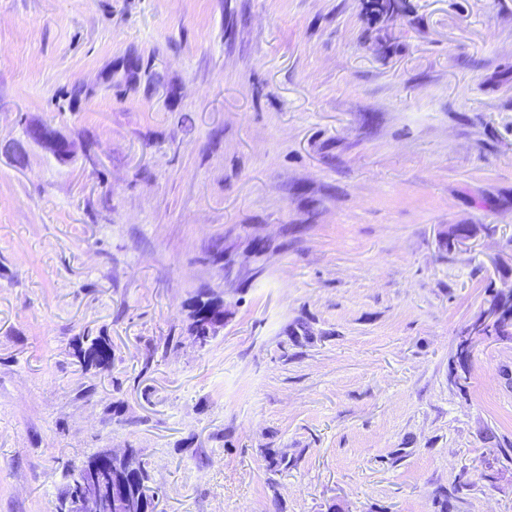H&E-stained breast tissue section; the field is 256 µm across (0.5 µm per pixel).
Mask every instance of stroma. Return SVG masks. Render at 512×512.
<instances>
[{
  "instance_id": "1",
  "label": "stroma",
  "mask_w": 512,
  "mask_h": 512,
  "mask_svg": "<svg viewBox=\"0 0 512 512\" xmlns=\"http://www.w3.org/2000/svg\"><path fill=\"white\" fill-rule=\"evenodd\" d=\"M367 3L0 0V512H512V0ZM221 302V299L215 297L213 293L206 290L199 291L192 299L191 302V319L192 322L189 327L190 335L206 336L204 328L197 325L205 319V314L208 312L213 303ZM112 346L102 336H85L75 348V355L87 366L102 371L112 368ZM101 451L82 463L81 466L73 469L71 481L56 506V512H70L71 497L79 490L80 482L84 476L85 466L95 462V460L104 454ZM102 463H93L91 467V477L85 480L83 491L74 497L72 512H137L140 510L139 504L129 501L124 474L113 480L107 491L104 492L99 486H96L95 480L97 470Z\"/></svg>"
}]
</instances>
